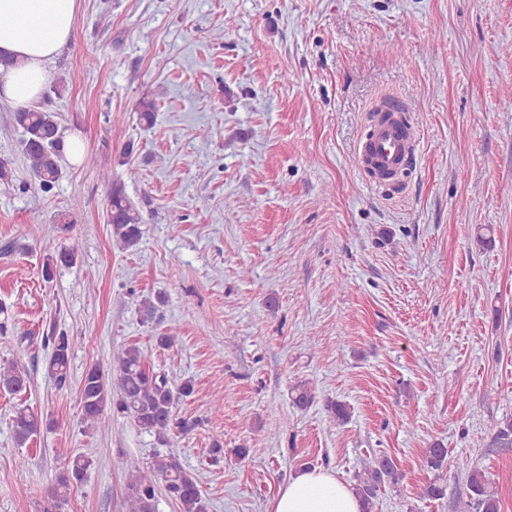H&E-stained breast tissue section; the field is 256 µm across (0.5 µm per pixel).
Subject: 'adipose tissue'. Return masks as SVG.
Instances as JSON below:
<instances>
[{
	"mask_svg": "<svg viewBox=\"0 0 512 512\" xmlns=\"http://www.w3.org/2000/svg\"><path fill=\"white\" fill-rule=\"evenodd\" d=\"M77 0H0V104L28 108L49 78L48 65L71 39ZM271 512H362L360 497L324 468L299 469L280 488Z\"/></svg>",
	"mask_w": 512,
	"mask_h": 512,
	"instance_id": "ef3b65f1",
	"label": "adipose tissue"
}]
</instances>
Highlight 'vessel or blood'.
Segmentation results:
<instances>
[{"label": "vessel or blood", "mask_w": 512, "mask_h": 512, "mask_svg": "<svg viewBox=\"0 0 512 512\" xmlns=\"http://www.w3.org/2000/svg\"><path fill=\"white\" fill-rule=\"evenodd\" d=\"M416 142V132L400 107L384 106L357 147L358 167L373 183L393 181L414 159Z\"/></svg>", "instance_id": "b4317fda"}]
</instances>
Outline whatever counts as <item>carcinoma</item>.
I'll use <instances>...</instances> for the list:
<instances>
[{
  "label": "carcinoma",
  "mask_w": 512,
  "mask_h": 512,
  "mask_svg": "<svg viewBox=\"0 0 512 512\" xmlns=\"http://www.w3.org/2000/svg\"><path fill=\"white\" fill-rule=\"evenodd\" d=\"M137 112L139 121L145 126L155 122L156 103L144 97L139 100ZM11 123L20 130L18 150L22 154L34 185L43 193H50L62 178L60 164L64 140L56 116L37 107L11 113ZM109 185V220L112 235L123 250L138 246L142 237V217L125 193L124 185L104 175ZM68 230V225L54 226V235L42 243L46 252L43 272L50 279L53 269L70 267L77 261L73 249L58 248L55 234ZM74 341L64 333L50 331L44 338L48 349L44 371L58 388L69 385L70 358ZM113 371L117 397H112L109 379L98 367L85 371L79 390V405L82 421L94 427L107 407L130 417L143 431L152 434L165 446L154 453L150 465L145 469L136 468L129 472L127 479V506L129 512H156L159 494L175 504L178 512H207V503L195 476L181 464L176 449L177 438L184 436L199 425L196 419H187L177 413L179 401L191 397L193 383L184 380L175 384L166 373L151 370L136 347H129L114 356ZM30 375L11 359L0 363V389L17 394L27 390ZM293 403L298 408L313 404L315 394L304 383L296 385ZM48 427L44 416L31 407L19 404L12 410L11 430L15 442L24 447ZM490 446L512 447V419L501 422L493 431ZM448 449L441 441L432 442L422 455V466L428 470H440L447 460ZM91 461L74 456L60 471L48 489V506L44 512H55L69 498L74 484L80 482ZM457 468L466 476L469 495L457 503L459 512H500L497 493L490 487L485 473L471 465L467 458L457 461ZM399 475L394 460L386 453H375L364 463L360 483L355 491L362 499L365 512L376 497L379 486L396 483Z\"/></svg>",
  "instance_id": "obj_1"
}]
</instances>
